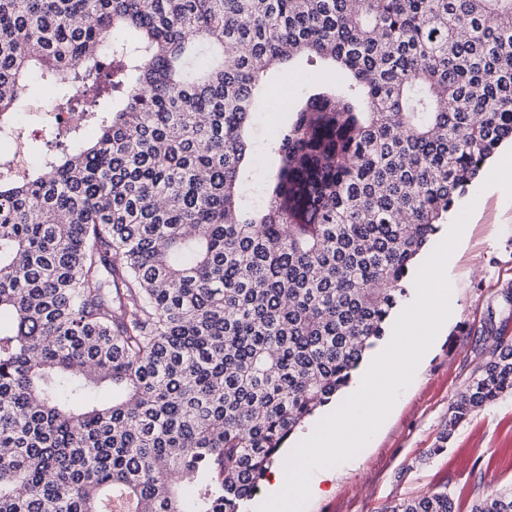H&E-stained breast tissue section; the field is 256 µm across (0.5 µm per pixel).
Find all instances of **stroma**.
I'll use <instances>...</instances> for the list:
<instances>
[{
  "label": "stroma",
  "instance_id": "1",
  "mask_svg": "<svg viewBox=\"0 0 512 512\" xmlns=\"http://www.w3.org/2000/svg\"><path fill=\"white\" fill-rule=\"evenodd\" d=\"M295 73L280 68L261 97L252 129L258 169L268 166L265 144L288 118L278 88H288L292 105L303 99L306 85L295 81ZM461 201L475 210L447 265L448 326L375 436L336 467L325 494L310 500L306 512H385L400 499L441 490L454 496L461 512H470L481 485L512 487V394L457 427L442 453L431 452L475 362L500 343L512 345V199L475 182Z\"/></svg>",
  "mask_w": 512,
  "mask_h": 512
}]
</instances>
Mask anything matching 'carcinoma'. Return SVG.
Segmentation results:
<instances>
[{
	"mask_svg": "<svg viewBox=\"0 0 512 512\" xmlns=\"http://www.w3.org/2000/svg\"><path fill=\"white\" fill-rule=\"evenodd\" d=\"M295 58L343 80L311 82L258 187L256 93ZM34 77L38 165L0 159V512H240L512 143V0H0V139ZM508 393L501 344L429 454ZM511 149H512V145H510L508 143L504 144L502 147L499 148V150L494 155L492 160L486 165L485 170L482 172L481 176L468 187L465 194L458 200L454 209L448 214V224H451L452 221L461 212L462 208L475 197L476 193L478 192L479 188L485 181L489 172L502 159V157Z\"/></svg>",
	"mask_w": 512,
	"mask_h": 512,
	"instance_id": "1",
	"label": "carcinoma"
}]
</instances>
